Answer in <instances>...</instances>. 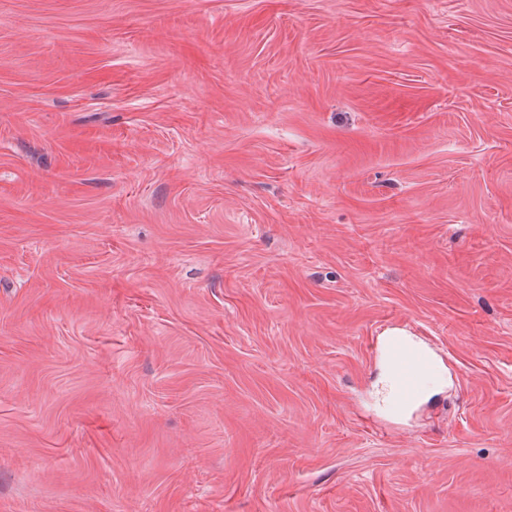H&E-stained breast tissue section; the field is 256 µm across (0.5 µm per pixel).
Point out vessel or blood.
<instances>
[{"instance_id": "b4317fda", "label": "vessel or blood", "mask_w": 512, "mask_h": 512, "mask_svg": "<svg viewBox=\"0 0 512 512\" xmlns=\"http://www.w3.org/2000/svg\"><path fill=\"white\" fill-rule=\"evenodd\" d=\"M383 351L392 364L390 392L397 407L414 403L421 396L426 379L438 371L437 360L427 349L399 332L386 336Z\"/></svg>"}]
</instances>
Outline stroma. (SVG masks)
<instances>
[{
	"mask_svg": "<svg viewBox=\"0 0 512 512\" xmlns=\"http://www.w3.org/2000/svg\"><path fill=\"white\" fill-rule=\"evenodd\" d=\"M0 512H512V0H0ZM383 351L392 364L391 396L401 409L421 396L426 379L438 371V362L427 349L399 332L386 336Z\"/></svg>",
	"mask_w": 512,
	"mask_h": 512,
	"instance_id": "stroma-1",
	"label": "stroma"
}]
</instances>
